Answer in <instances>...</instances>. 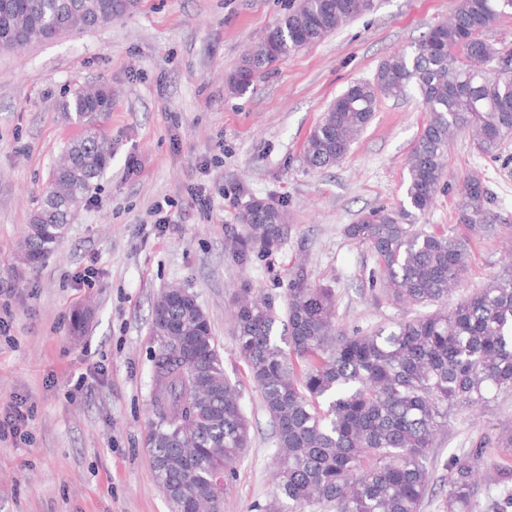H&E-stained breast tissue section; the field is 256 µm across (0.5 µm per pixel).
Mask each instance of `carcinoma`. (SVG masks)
I'll return each instance as SVG.
<instances>
[{"instance_id": "cac0c4a2", "label": "carcinoma", "mask_w": 512, "mask_h": 512, "mask_svg": "<svg viewBox=\"0 0 512 512\" xmlns=\"http://www.w3.org/2000/svg\"><path fill=\"white\" fill-rule=\"evenodd\" d=\"M139 0H0V49L105 27ZM369 0H300L245 57L232 89L242 95L265 67L312 45L370 10ZM512 0H459L448 23L410 51L385 58L373 80L350 85L310 130L303 157L311 170L340 163L371 121L380 98L418 94L427 121L408 161L404 201L345 228L376 257L382 295L436 309L352 335L335 323L336 295L303 272L288 281L286 319L276 296L243 288L232 301L240 356L276 436L278 502L258 512H421L438 432L458 407L483 408L512 392V265L448 305L469 268V240L498 231L481 173L456 188L458 233L416 229L442 190L448 139L468 132L473 149L498 159L512 138V77L501 49L483 37ZM65 117L84 128L68 143L43 190L24 238L25 260L40 263L65 237L94 182L112 162L99 123L111 92L78 91ZM237 255L278 248L288 231L266 198L243 206ZM160 345L152 354L147 435L155 477L171 512H224L232 465L250 440L249 421L208 316L194 296L172 288L152 309ZM498 457L481 468L486 449ZM487 512H512V427L452 456L443 512H474L479 489Z\"/></svg>"}]
</instances>
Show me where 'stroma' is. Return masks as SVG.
Segmentation results:
<instances>
[{
    "mask_svg": "<svg viewBox=\"0 0 512 512\" xmlns=\"http://www.w3.org/2000/svg\"><path fill=\"white\" fill-rule=\"evenodd\" d=\"M457 2L373 0L262 72L243 95L230 81L244 54L298 0H140L108 26L0 50V419L17 406L27 417L0 441V512H170L145 439L158 347L151 310L171 287L192 294L209 316L251 423L224 512H255L273 498L276 438L238 354L231 302L247 282L286 310L288 280L300 271L334 290L345 332L421 314L384 299L373 255L344 233L403 200L426 121L420 99H381L331 168L308 169L302 146L338 95L446 23ZM101 84L112 90L104 127L112 163L53 254L30 268L20 259L30 218L61 149L82 132L62 104ZM473 171L486 180L501 230L471 242L458 300L512 264V163L477 155L467 132L452 137L445 188L418 227L455 229L454 188ZM253 197L287 213L288 233L243 264L234 247ZM158 208L171 223H155ZM83 307L90 315L77 335L70 316ZM505 425L512 393L480 410H454L437 437L422 512H440L448 460Z\"/></svg>",
    "mask_w": 512,
    "mask_h": 512,
    "instance_id": "1",
    "label": "stroma"
}]
</instances>
